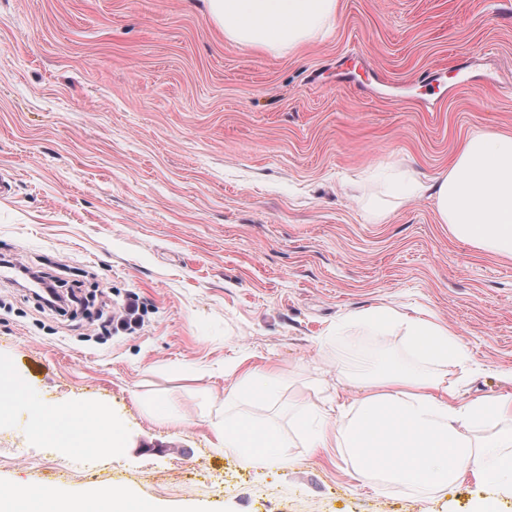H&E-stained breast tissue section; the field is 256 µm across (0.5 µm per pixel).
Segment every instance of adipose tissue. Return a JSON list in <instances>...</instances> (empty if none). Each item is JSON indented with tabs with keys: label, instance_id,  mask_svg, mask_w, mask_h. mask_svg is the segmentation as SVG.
Listing matches in <instances>:
<instances>
[{
	"label": "adipose tissue",
	"instance_id": "1",
	"mask_svg": "<svg viewBox=\"0 0 512 512\" xmlns=\"http://www.w3.org/2000/svg\"><path fill=\"white\" fill-rule=\"evenodd\" d=\"M335 10L336 0H208V14L226 39L275 54L323 33ZM431 188L439 219L453 238L512 259V135L473 134ZM357 322L404 327L412 361L363 374L339 366V384L363 394L337 401L333 418L314 415L310 450L347 449L360 467L402 485L447 488L469 479L512 488V427L480 444L467 436L477 422L512 416V395L465 399L445 376L424 372L426 363L462 367L468 361L455 334L425 314L379 306ZM217 438L251 465L288 461L280 440L243 415L225 417Z\"/></svg>",
	"mask_w": 512,
	"mask_h": 512
}]
</instances>
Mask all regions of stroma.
<instances>
[{"label":"stroma","mask_w":512,"mask_h":512,"mask_svg":"<svg viewBox=\"0 0 512 512\" xmlns=\"http://www.w3.org/2000/svg\"><path fill=\"white\" fill-rule=\"evenodd\" d=\"M328 27L272 54L227 41L204 0H0V252L112 311L148 304L104 339L0 280V387L36 399L27 432L0 424V491L108 512L120 476L131 512H512L494 485L399 486L306 446L313 408L361 395L337 364L409 359L403 329L346 326L372 307L450 326L462 397L512 392V260L386 184L512 133V0H337ZM433 75L441 92L417 94ZM246 368L281 375L237 409L287 464L215 437ZM75 406L112 425L108 456L78 459L41 420Z\"/></svg>","instance_id":"stroma-1"}]
</instances>
